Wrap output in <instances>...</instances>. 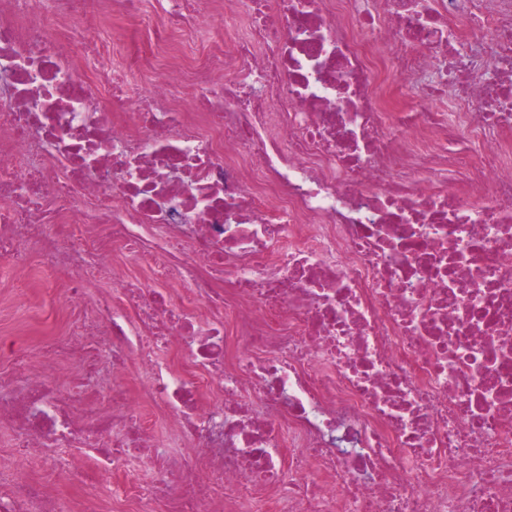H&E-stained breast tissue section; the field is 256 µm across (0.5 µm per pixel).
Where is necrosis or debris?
<instances>
[{
	"instance_id": "necrosis-or-debris-1",
	"label": "necrosis or debris",
	"mask_w": 512,
	"mask_h": 512,
	"mask_svg": "<svg viewBox=\"0 0 512 512\" xmlns=\"http://www.w3.org/2000/svg\"><path fill=\"white\" fill-rule=\"evenodd\" d=\"M35 251L85 317L0 423L83 492L0 474V512H512V0H0Z\"/></svg>"
}]
</instances>
